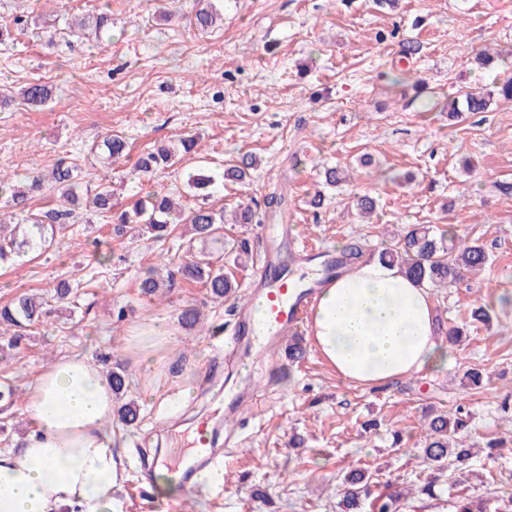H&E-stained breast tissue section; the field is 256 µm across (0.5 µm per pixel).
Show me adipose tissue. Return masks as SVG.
Returning a JSON list of instances; mask_svg holds the SVG:
<instances>
[{
  "label": "adipose tissue",
  "instance_id": "obj_1",
  "mask_svg": "<svg viewBox=\"0 0 512 512\" xmlns=\"http://www.w3.org/2000/svg\"><path fill=\"white\" fill-rule=\"evenodd\" d=\"M309 334L337 375L359 386L449 363L428 288L392 263L361 262L330 281L312 307ZM127 341L151 369L170 338L151 324ZM25 409L29 431L17 448L0 451V512H112L126 463L112 433V384L99 366L78 354L57 358L29 384Z\"/></svg>",
  "mask_w": 512,
  "mask_h": 512
}]
</instances>
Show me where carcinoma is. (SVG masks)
Returning <instances> with one entry per match:
<instances>
[{
    "mask_svg": "<svg viewBox=\"0 0 512 512\" xmlns=\"http://www.w3.org/2000/svg\"><path fill=\"white\" fill-rule=\"evenodd\" d=\"M222 20L221 12L211 0H201L193 17L196 28L207 30ZM70 32L78 37L100 36L112 31V17L106 11L95 16L73 19L69 22ZM51 97L48 87L40 83H29L20 92L21 102L40 107ZM512 101V79H508L485 94L463 93L460 98L448 105V112L456 117L461 112H486L494 103V98ZM127 144L122 136L107 133L98 140L92 153L95 159L114 164L126 156ZM176 149L161 145L140 156L135 163L132 176L138 180L152 177L156 171L167 168L175 157ZM257 159L246 154L235 164L226 168L222 178L241 182L256 167ZM77 165L62 160L58 162L48 177L39 174L28 178L21 186L12 184L8 175L0 176V263L28 253H39L54 243L58 231L65 228L69 219L82 207L85 211L106 219L113 225V234L134 241L148 234L155 241H163L173 235L178 226L190 227L191 240L200 244L199 250L189 246L185 260L176 271H166L161 276L153 268L139 277L142 295L154 299L161 290L172 287L175 278L202 284L211 297L222 299L236 293L238 284L224 274V209L216 210L208 200L218 188L219 181L207 169L202 168L188 175L187 186L194 196L201 199L197 207L188 211L181 204L163 192H151L135 200L132 205L119 208L112 201V185L99 183L92 185ZM49 187L54 195L55 208L48 219L31 212L27 202L31 196ZM362 248L349 244L336 251L334 261L325 265V271L333 278L342 276L359 259L363 258ZM378 260L399 264L413 279L429 287L453 283L464 270L471 271L485 267L490 256L482 245L474 240L457 235L446 227L415 225L393 247L383 249ZM79 283L63 280L54 289V294L23 293L11 302L0 305V328L16 330L7 343L0 344V351L7 353L19 349V330L41 324L61 307L74 303L78 297ZM139 406L129 401L117 408L121 423L130 425L137 420ZM467 427L463 407H457L455 414H436L424 426V459L436 469L442 468L447 457L454 458L456 469L464 470L471 466L473 452L465 443L457 439L460 431ZM372 476L367 472L353 469L344 476L346 490L341 501V512H360L361 496L367 492Z\"/></svg>",
    "mask_w": 512,
    "mask_h": 512,
    "instance_id": "cac0c4a2",
    "label": "carcinoma"
}]
</instances>
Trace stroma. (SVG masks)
Segmentation results:
<instances>
[{"label":"stroma","mask_w":512,"mask_h":512,"mask_svg":"<svg viewBox=\"0 0 512 512\" xmlns=\"http://www.w3.org/2000/svg\"><path fill=\"white\" fill-rule=\"evenodd\" d=\"M197 0H0V25L13 42L0 46V93L33 81L48 83L50 101L0 112V170L14 179L49 171L59 159L91 170L97 183H123L127 206L140 190L186 194L184 170L219 173L244 153L258 166L245 182H225L212 197L232 210L245 202L264 212L267 197H285L283 218L228 224L225 240L249 239L251 254L234 268L236 297L211 298L198 284L176 281L167 297L150 302L137 288L142 271L174 268L185 255L179 237L133 243L110 225L78 221L54 247L0 267V304L17 294H51L62 279L82 281L84 294L62 328L27 330L19 353L0 358V385L26 388L53 360L79 353L111 355L140 408L132 425L112 430L129 460L112 494V512H341L342 478L353 468L374 472L362 512H379L399 488L411 494L402 512H452V468L435 473L423 460V417L465 402L470 425L461 436L484 446L512 438V104L486 112L448 115V104L471 88L493 89L512 78V63L478 68L481 50L512 52V6L505 0H226L224 24L201 33L189 20ZM112 12V35L71 36L66 20L101 6ZM54 43L44 46L45 32ZM420 50L405 58L402 45ZM124 134L128 155L96 166L88 148L107 132ZM193 135L198 152L178 157L149 182L130 181L142 152ZM371 155L372 164L362 162ZM348 170L346 182L324 188L325 166ZM324 192L321 208L310 200ZM378 202L373 219L355 199ZM411 224L449 225L479 240L490 256L460 283L431 288L441 324L463 327L445 370H425L379 388L340 380L315 348L291 363L278 347L253 367L239 366L242 350L228 340L251 292L247 282L259 255L306 279L320 262L300 245L336 250L352 240L378 254ZM96 237L109 263L97 264L77 240ZM486 306L489 321L473 319ZM198 309L217 327L221 348L186 329L179 315ZM163 320L172 338L155 369L146 371L123 339L139 324ZM484 375L465 391L468 371ZM229 428L226 479L178 497L157 492L147 464L180 447L197 424L244 392ZM400 443H393V434ZM304 445L289 447L291 436ZM434 481L435 494L419 493ZM464 494L498 512L512 494V445L502 455L474 457Z\"/></svg>","instance_id":"obj_1"}]
</instances>
